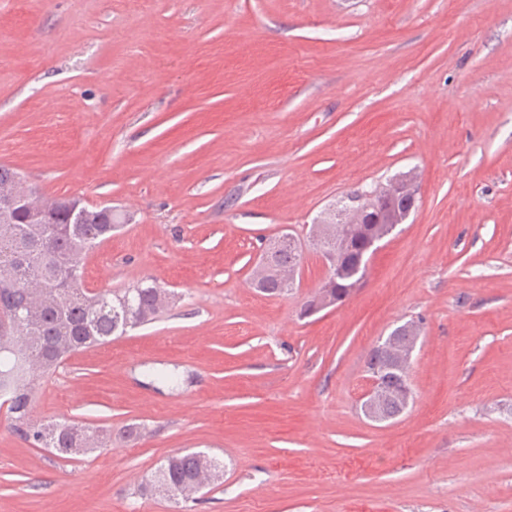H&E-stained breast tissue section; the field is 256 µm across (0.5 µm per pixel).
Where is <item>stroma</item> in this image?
Masks as SVG:
<instances>
[{
  "mask_svg": "<svg viewBox=\"0 0 512 512\" xmlns=\"http://www.w3.org/2000/svg\"><path fill=\"white\" fill-rule=\"evenodd\" d=\"M1 164L126 216L88 288L176 303L37 389L35 419L111 447H32L0 409V512H512V0H0ZM409 169L363 285L301 318L309 224ZM288 232L293 290L257 293ZM412 318L414 402L373 423L366 356ZM185 452L219 483L139 494Z\"/></svg>",
  "mask_w": 512,
  "mask_h": 512,
  "instance_id": "stroma-1",
  "label": "stroma"
}]
</instances>
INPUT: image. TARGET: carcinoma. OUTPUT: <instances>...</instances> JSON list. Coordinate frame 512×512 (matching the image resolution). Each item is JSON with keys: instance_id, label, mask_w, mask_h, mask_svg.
I'll use <instances>...</instances> for the list:
<instances>
[{"instance_id": "carcinoma-1", "label": "carcinoma", "mask_w": 512, "mask_h": 512, "mask_svg": "<svg viewBox=\"0 0 512 512\" xmlns=\"http://www.w3.org/2000/svg\"><path fill=\"white\" fill-rule=\"evenodd\" d=\"M410 174L401 172L350 192L341 209L310 225L309 238L328 270L305 306H315L325 294L356 287L367 274L372 252L366 243L385 239L395 228L393 220L403 214L408 200ZM21 183L17 172L0 165V196ZM35 212L47 213L50 223H36ZM121 228L109 206L46 198L30 186L21 204L0 210V406L33 447L80 456L112 445L110 429L34 421L31 404L37 383L71 355L151 324L173 306L171 292L152 278L118 291L85 286L83 259ZM264 255L252 271V287L267 296L288 293L293 288L290 272L300 266V243L294 237L286 242L278 238L269 242ZM418 336L420 323L408 320L366 358L365 367L381 374L383 387L374 400L380 419L404 414L409 382L399 354ZM222 477L216 459L189 452L163 459L140 490L189 499Z\"/></svg>"}]
</instances>
